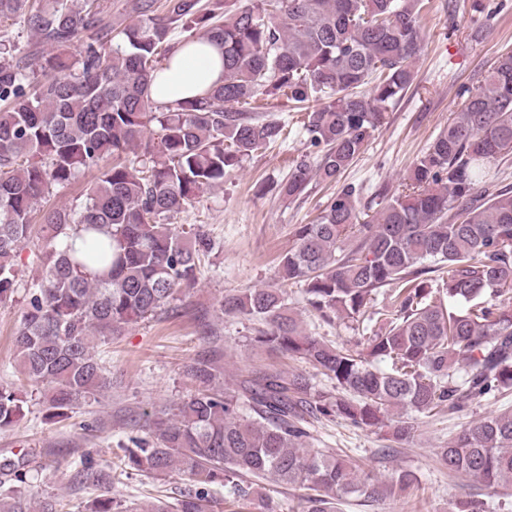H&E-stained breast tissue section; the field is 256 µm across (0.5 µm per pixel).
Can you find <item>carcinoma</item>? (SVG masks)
Masks as SVG:
<instances>
[{
  "label": "carcinoma",
  "instance_id": "carcinoma-1",
  "mask_svg": "<svg viewBox=\"0 0 512 512\" xmlns=\"http://www.w3.org/2000/svg\"><path fill=\"white\" fill-rule=\"evenodd\" d=\"M427 0H131L118 22L104 0H0V23L19 21L38 44L0 39V303L17 290L18 250L39 229L42 276L28 291L14 337L23 379L51 417L107 385L98 342L152 318L194 285L202 234L187 241L172 219L206 189L270 145L286 125L258 102L303 112L309 151L277 184L296 201L318 177L338 185L314 224H300L281 255L284 281L304 283L323 318L384 323L353 350L309 334L280 288L224 297V312L256 321L253 342L303 359L335 382L314 392L286 368H252L233 389L208 359L187 374L198 390L170 414L153 413L155 437L131 436L120 469L91 452L78 476L101 489L74 509L37 504L8 462L0 512H123L112 484L178 471L188 485L140 512H213L226 489L242 498L258 480L307 490L304 512H340L344 497L377 500L414 483L392 474L384 489L336 454L306 447L312 419L386 427L400 444L415 433L407 413L463 411L512 388V188H493L512 155V50L464 89L462 106L395 191L364 209L362 188L341 183L389 109L414 84ZM224 48V80L191 100L152 98L153 73L182 43ZM139 151H133V148ZM99 169L84 200L65 210L37 204ZM80 246H75V241ZM433 265H426V261ZM437 277H431V274ZM391 362L390 368L374 366ZM22 390L0 387V429L25 416ZM439 465L489 488L512 487V410L471 423ZM450 512H486L477 495Z\"/></svg>",
  "mask_w": 512,
  "mask_h": 512
}]
</instances>
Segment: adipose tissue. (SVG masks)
Instances as JSON below:
<instances>
[{
	"label": "adipose tissue",
	"mask_w": 512,
	"mask_h": 512,
	"mask_svg": "<svg viewBox=\"0 0 512 512\" xmlns=\"http://www.w3.org/2000/svg\"><path fill=\"white\" fill-rule=\"evenodd\" d=\"M223 75L224 56L219 45L203 40L182 45L154 74L152 94L160 102L190 99L218 83Z\"/></svg>",
	"instance_id": "ef3b65f1"
}]
</instances>
